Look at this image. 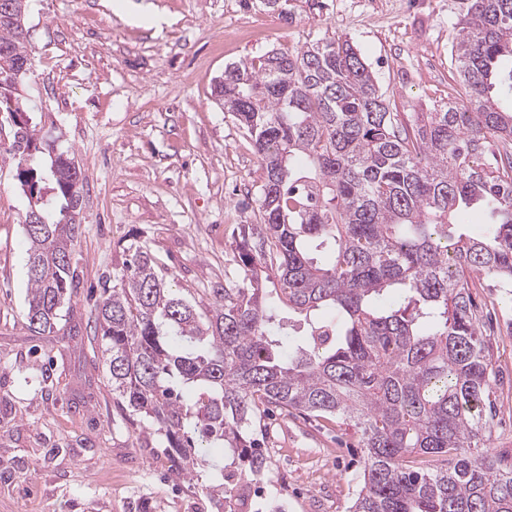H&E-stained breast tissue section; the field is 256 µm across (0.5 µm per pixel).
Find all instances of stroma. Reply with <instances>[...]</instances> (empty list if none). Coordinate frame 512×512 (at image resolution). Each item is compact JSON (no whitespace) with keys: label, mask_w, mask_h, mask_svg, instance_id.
I'll return each instance as SVG.
<instances>
[{"label":"stroma","mask_w":512,"mask_h":512,"mask_svg":"<svg viewBox=\"0 0 512 512\" xmlns=\"http://www.w3.org/2000/svg\"><path fill=\"white\" fill-rule=\"evenodd\" d=\"M30 0L34 63L18 92L38 137L75 158L84 178L80 284L55 332L25 318L29 200L0 127V512H224L205 486L230 460L210 451L194 480L175 478L156 434L119 411L102 348L86 328L103 279L130 243L157 258L187 300L235 285L243 225L259 221L263 168L247 129L217 105L230 65L350 39L401 119L457 102L450 46L469 0ZM496 378L490 452L512 450V290L477 281ZM261 447L268 470L251 512H346L362 468L347 424L273 412Z\"/></svg>","instance_id":"obj_1"}]
</instances>
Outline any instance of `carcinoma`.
I'll list each match as a JSON object with an SVG mask.
<instances>
[{"label":"carcinoma","mask_w":512,"mask_h":512,"mask_svg":"<svg viewBox=\"0 0 512 512\" xmlns=\"http://www.w3.org/2000/svg\"><path fill=\"white\" fill-rule=\"evenodd\" d=\"M28 0H0V75L20 78ZM462 106L389 111L347 39L227 66L213 93L247 127L265 171L261 223L236 242L241 282L179 297L143 245L91 316L114 402L164 435L192 479L220 448L263 476L251 437L266 411L349 421L363 470L347 512H512V455L491 434L492 343L471 288H512V0H471L451 46ZM0 89L32 203L26 320L56 327L77 288L82 172L38 141ZM503 150L486 159L490 140ZM486 217L476 234L457 216ZM395 294L393 307L382 306ZM241 485L206 487L224 504Z\"/></svg>","instance_id":"1"}]
</instances>
